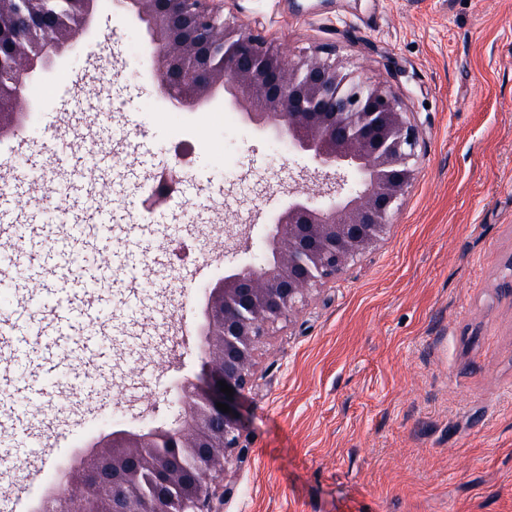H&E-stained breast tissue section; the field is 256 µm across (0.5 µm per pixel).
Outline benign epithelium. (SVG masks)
Returning a JSON list of instances; mask_svg holds the SVG:
<instances>
[{
	"instance_id": "1",
	"label": "benign epithelium",
	"mask_w": 512,
	"mask_h": 512,
	"mask_svg": "<svg viewBox=\"0 0 512 512\" xmlns=\"http://www.w3.org/2000/svg\"><path fill=\"white\" fill-rule=\"evenodd\" d=\"M10 22H26L32 39L3 72L11 96L26 94L37 71L90 29L98 0H9ZM222 0H113L133 8L152 48L153 71L162 96L184 112H199L219 97L260 135L285 140L316 169L336 175V194L320 203L309 192L290 191L266 225L258 262L229 264L202 292L199 346L206 386L178 383L175 438L202 454L205 469L184 498L182 512H216L210 477L248 455L245 430L224 381L239 395L251 385L256 351L277 324L305 304L313 290L336 278L354 258L374 247L394 206L406 195L415 169L419 130L386 86L347 72L323 45L285 60L259 32L224 18ZM25 113L0 114V138L18 135ZM353 184L348 189L346 185ZM231 407L219 410L216 403ZM115 432L92 448L89 464L61 471L62 490L47 496L40 512H95L98 496L115 485L119 472L148 467L170 487L184 468L178 459L144 456L152 434ZM110 512H170L155 495L152 507L112 495Z\"/></svg>"
}]
</instances>
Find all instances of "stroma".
<instances>
[{
  "label": "stroma",
  "mask_w": 512,
  "mask_h": 512,
  "mask_svg": "<svg viewBox=\"0 0 512 512\" xmlns=\"http://www.w3.org/2000/svg\"><path fill=\"white\" fill-rule=\"evenodd\" d=\"M224 16L297 54L334 45L346 70L390 88L421 139L382 239L258 350L238 402L249 452L217 479L233 489L221 512H512V0H224ZM132 26L100 0L89 32L37 73L45 107L0 139V183L19 153L47 174L23 210L66 207L46 194L66 177L55 155L106 140V111L120 136L89 180L104 205L138 223L146 179L173 167L183 192L133 272L114 266L99 292L136 349L113 347L105 381L54 389L51 431L0 435L19 450L0 469V512H25L97 414L165 422L174 384L201 371L202 285L262 251L289 189L334 182L245 123L230 154L209 113L172 123ZM242 234L251 249L233 251ZM173 325L187 331L177 359L163 344Z\"/></svg>",
  "instance_id": "stroma-1"
}]
</instances>
